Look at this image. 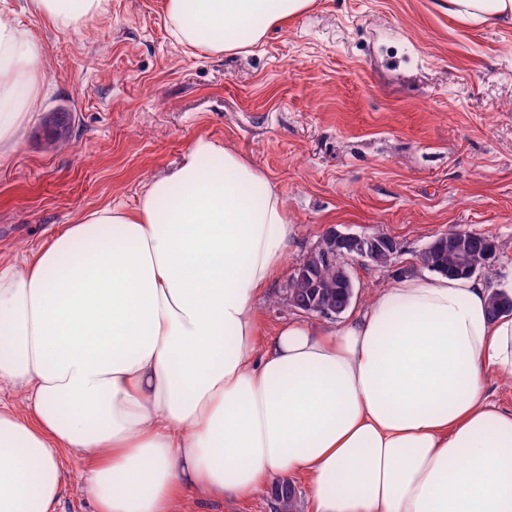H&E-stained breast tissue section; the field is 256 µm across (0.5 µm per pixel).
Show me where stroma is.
Masks as SVG:
<instances>
[{"label":"stroma","mask_w":512,"mask_h":512,"mask_svg":"<svg viewBox=\"0 0 512 512\" xmlns=\"http://www.w3.org/2000/svg\"><path fill=\"white\" fill-rule=\"evenodd\" d=\"M0 0L41 43L42 110L72 115L59 148L32 122L0 159V255L40 248L104 202L134 208L144 186L207 136L283 193L296 227L257 301L269 336L297 310L288 279L329 226L394 236L387 267L356 264L352 311L422 250L465 229L497 252L484 280L512 289V23L459 20L447 0H316L248 53L208 54L170 35L164 0H108L88 31L52 27Z\"/></svg>","instance_id":"1"}]
</instances>
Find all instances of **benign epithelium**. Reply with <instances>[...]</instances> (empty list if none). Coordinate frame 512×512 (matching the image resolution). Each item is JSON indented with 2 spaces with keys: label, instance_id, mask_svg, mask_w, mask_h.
I'll return each mask as SVG.
<instances>
[{
  "label": "benign epithelium",
  "instance_id": "benign-epithelium-1",
  "mask_svg": "<svg viewBox=\"0 0 512 512\" xmlns=\"http://www.w3.org/2000/svg\"><path fill=\"white\" fill-rule=\"evenodd\" d=\"M465 231L456 230L435 238L420 255V263L427 269H436V260L449 248L460 250V262L455 272L474 276L483 272V268L470 262L463 252ZM400 253V245L395 237L380 232L352 233L344 232L336 226L323 231L317 245L293 271V276L308 283L309 287H317L316 271L325 264L337 265V281L341 288L354 294L355 284L349 267L355 263L372 264L383 255L396 256Z\"/></svg>",
  "mask_w": 512,
  "mask_h": 512
}]
</instances>
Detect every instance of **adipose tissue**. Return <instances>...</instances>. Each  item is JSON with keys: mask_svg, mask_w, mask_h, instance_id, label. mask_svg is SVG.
Wrapping results in <instances>:
<instances>
[{"mask_svg": "<svg viewBox=\"0 0 512 512\" xmlns=\"http://www.w3.org/2000/svg\"><path fill=\"white\" fill-rule=\"evenodd\" d=\"M313 0H164L170 35L244 51ZM106 0H30L63 30ZM512 23V0H448ZM42 48L0 10V158L40 111ZM285 198L237 151L195 138L135 208L83 211L0 261V512H61V460H86L93 512H179L305 475L314 512H512V313L474 278L408 277L330 328L267 341L255 301L288 256ZM486 392L501 408L512 410V383L490 375L486 379Z\"/></svg>", "mask_w": 512, "mask_h": 512, "instance_id": "adipose-tissue-1", "label": "adipose tissue"}]
</instances>
